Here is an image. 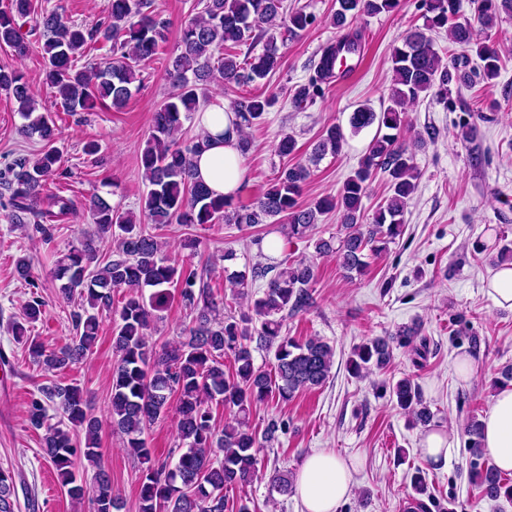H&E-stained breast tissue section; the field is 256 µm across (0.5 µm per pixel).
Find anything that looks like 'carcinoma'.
<instances>
[{"instance_id":"cac0c4a2","label":"carcinoma","mask_w":512,"mask_h":512,"mask_svg":"<svg viewBox=\"0 0 512 512\" xmlns=\"http://www.w3.org/2000/svg\"><path fill=\"white\" fill-rule=\"evenodd\" d=\"M202 8L182 28L176 51L170 57L167 78L172 91L154 112L152 134L140 157L148 182L142 211L150 220L143 224L130 211L111 205L98 193L80 203L72 197L46 193L47 179L58 170L61 155L54 147L55 122L36 113L25 75L18 69L0 66V90L11 94L26 120L20 133L36 136L43 149L35 157L19 156L0 170V185L9 192V220L33 224L43 235L46 225L76 216L90 215L95 231L61 255L54 271L60 282L58 294L73 304L70 319L74 336L64 344L46 349L28 335L30 326L41 319L45 302L38 297L27 301L23 321H15L11 332L18 341H29L31 362L47 370H61L81 363L97 342L99 316L114 314L118 324L112 339L116 364L112 371V398L108 409L113 430L125 437L127 452L140 465L138 512H226L224 491L250 485L257 478L258 453L278 441L282 424L268 423L262 437L250 431L248 417L256 403L269 399L288 403L303 390L319 387L328 379L334 363V349L313 337L298 341L283 328L290 315L313 304L310 288L315 266L305 260L284 259L276 263H255L242 270L224 267V287L231 297L250 300L251 312H224V299L215 294L208 278L195 269L186 270L163 252L155 230L167 224H233L239 230L266 224L279 217L288 239H309L318 217L334 211L340 219L341 237L314 243L319 255H336L348 276L362 274L365 249L384 248L403 234L404 211L417 188L419 177L413 153L403 139L405 105L421 95L448 96V83L466 82L458 59L443 61L425 30L410 32L402 46L391 53L393 88L388 105L376 112L362 105L349 119L351 133L376 124L357 169L335 195L309 204L299 198L311 175L309 163L327 154L338 155L346 134L333 124L315 145L309 162L284 164L265 192L249 206H239L224 196L214 197L195 178L192 156L205 147L197 136L188 145L179 143L183 122L192 119L209 98L207 85L219 76L226 84L247 85L276 72L281 56L275 34L264 29L280 23L290 37H299L315 23L303 9L288 11L284 0H199ZM332 24L339 30L327 43L315 74L299 86L293 100L312 102L322 94V85L335 81L348 66L346 55H360L365 35L347 24L355 14L376 15L398 10L401 0H337ZM477 22L489 28L501 14L512 15V0H471ZM459 0H421L426 30L445 28L449 40L476 52L486 79L498 73V53L479 41L470 24L449 23L458 12ZM150 0H110V10L91 28L68 22L56 8L36 12L33 0H9L0 9V46L19 55L28 50L27 36L37 34L47 64L44 82L54 89L69 112L86 111L96 102L111 101L123 108L131 95L142 63L151 60L166 41V25L150 12ZM267 39L266 49L243 60L230 48ZM99 41L110 44L109 56L101 63L76 68L77 55ZM275 97L254 95L231 103L240 119L239 148L250 150L247 130L264 119ZM377 169L388 175L390 196L368 224L363 223V198ZM115 239V258L100 256L107 238ZM266 281L259 297L249 292L256 282ZM193 313L192 325L173 345L151 341L150 331L164 309L169 288ZM125 289L122 305L113 307L112 292ZM153 289L150 295L144 290ZM409 347L421 360L429 353L427 338L418 327H404L390 336L374 337L356 347L349 360L354 376L386 367L393 345ZM274 351L273 370L254 365V349ZM233 359L235 372H224V356ZM178 395L176 414L181 448L174 460L157 462L144 439L147 425L166 414L170 397ZM389 396L411 413L412 423L426 425L431 412L423 403L418 387L409 378L389 386ZM220 402L231 415L224 429L216 428L212 403ZM28 426L42 430V452L54 468L60 487L75 501H88L91 512H121L123 503L112 489V477L102 465L99 432L102 420L92 412L83 387L71 383L45 384L31 393L27 404ZM469 478L486 496L512 499V485L501 480L500 471L486 464L481 447V422L471 418L467 425ZM94 470L92 484L83 482L79 468ZM418 512L437 507L427 494L420 473L411 477ZM16 480L0 469V512H14Z\"/></svg>"}]
</instances>
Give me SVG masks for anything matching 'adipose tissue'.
Returning a JSON list of instances; mask_svg holds the SVG:
<instances>
[{"mask_svg":"<svg viewBox=\"0 0 512 512\" xmlns=\"http://www.w3.org/2000/svg\"><path fill=\"white\" fill-rule=\"evenodd\" d=\"M238 118L223 97L211 99L195 115L200 131L208 138L204 151L194 158L196 176L217 195L231 196L250 178L238 148ZM483 448L493 464L512 470V387L493 396L482 419ZM353 463L329 450L308 455L298 468L294 492L301 512H338L356 483Z\"/></svg>","mask_w":512,"mask_h":512,"instance_id":"obj_1","label":"adipose tissue"}]
</instances>
